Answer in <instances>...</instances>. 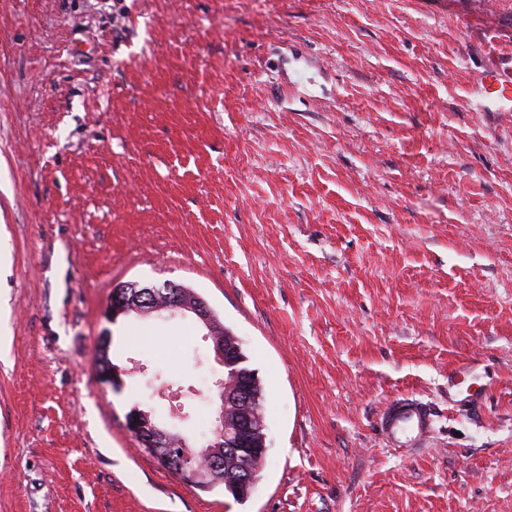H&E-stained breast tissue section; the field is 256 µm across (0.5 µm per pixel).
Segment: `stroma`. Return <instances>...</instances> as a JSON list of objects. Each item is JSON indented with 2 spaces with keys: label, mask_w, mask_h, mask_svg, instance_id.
Instances as JSON below:
<instances>
[{
  "label": "stroma",
  "mask_w": 512,
  "mask_h": 512,
  "mask_svg": "<svg viewBox=\"0 0 512 512\" xmlns=\"http://www.w3.org/2000/svg\"><path fill=\"white\" fill-rule=\"evenodd\" d=\"M511 64L512 0H0V512H512ZM130 281L256 369L244 501L128 430L201 448L224 376L194 316L106 318ZM477 92L482 97L481 111L512 112V69L494 68L482 72ZM95 360L98 363H112L110 358V342H105L101 339L100 344L96 349ZM124 371L115 364H110L105 371L99 372L102 380L112 383V387L118 385L122 381V374ZM430 409L413 400L402 399L388 407L382 417V432L388 438L399 440L414 432L422 434L432 422ZM127 428L138 439V441L146 448L139 446L144 452L154 457L159 463L156 454L151 452L149 448L160 453H165L166 448L173 444L170 430L160 426L157 422L150 418L149 414L134 409L127 415ZM161 464V463H160ZM162 465V464H161Z\"/></svg>",
  "instance_id": "obj_1"
}]
</instances>
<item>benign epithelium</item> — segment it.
<instances>
[{"mask_svg":"<svg viewBox=\"0 0 512 512\" xmlns=\"http://www.w3.org/2000/svg\"><path fill=\"white\" fill-rule=\"evenodd\" d=\"M186 306L180 301L178 295H168L166 303L157 304L156 290L146 287L144 290H128L122 286L113 289L112 297L105 309V315L112 321H117L121 316L135 313L142 316L147 313H183ZM209 329L207 336L211 338L215 358L226 371V378L217 382L219 396L222 405H234L237 408V416L233 423L234 433L224 436L228 447L237 451L248 446L249 435L254 427L261 423V418L251 409L253 394L251 387L243 385L236 380L233 370L234 360L225 354L224 342L213 335L212 309L208 303L201 299L190 309ZM127 428L146 448L156 450L158 448H169L172 445L170 430L160 426L150 418L149 414L134 409L127 415ZM221 465L207 456L196 460L186 457L178 461L176 475L186 484L196 485L202 488L207 487V479L219 470Z\"/></svg>","mask_w":512,"mask_h":512,"instance_id":"1","label":"benign epithelium"}]
</instances>
